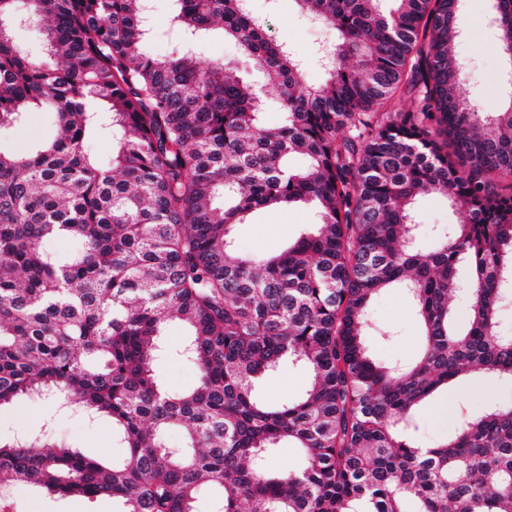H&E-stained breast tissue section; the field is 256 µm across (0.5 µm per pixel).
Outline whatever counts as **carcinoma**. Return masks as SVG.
Segmentation results:
<instances>
[{
	"mask_svg": "<svg viewBox=\"0 0 512 512\" xmlns=\"http://www.w3.org/2000/svg\"><path fill=\"white\" fill-rule=\"evenodd\" d=\"M148 2L0 0V409L53 397L108 417L127 448L110 464L0 442V487L120 512H195L207 482L223 512H406L409 495L418 512H512V406L460 412L456 434L430 448L408 433L459 375L512 381V338L498 329L512 289V104L485 115L458 94L460 0H389L386 13L381 0H295L336 30L315 89L248 0H170L181 51L165 59L149 52ZM492 15L507 65L512 0ZM34 18L39 41H19ZM215 32L278 79L281 126L236 62H196ZM399 90L415 110H381ZM34 112L51 116L54 138L15 147ZM103 136L108 169L83 148ZM421 194L461 215L428 252L414 244ZM293 204L314 213L310 231L278 254L237 250L233 225ZM62 238L82 250L48 247ZM464 283L458 329L450 300ZM390 286L422 329L403 365L364 341ZM173 319L186 329L178 350ZM170 356L194 363L193 387L172 393L155 374ZM286 364L310 384L271 404L258 380ZM172 426L179 448L163 441ZM285 443L300 469L271 464Z\"/></svg>",
	"mask_w": 512,
	"mask_h": 512,
	"instance_id": "1",
	"label": "carcinoma"
}]
</instances>
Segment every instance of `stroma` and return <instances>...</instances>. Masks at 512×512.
I'll return each instance as SVG.
<instances>
[{"instance_id":"obj_1","label":"stroma","mask_w":512,"mask_h":512,"mask_svg":"<svg viewBox=\"0 0 512 512\" xmlns=\"http://www.w3.org/2000/svg\"><path fill=\"white\" fill-rule=\"evenodd\" d=\"M250 8L266 23L267 35L288 44L304 65L308 85L322 84L327 78L316 57L320 45L334 37L332 29L316 24L301 13L295 0H250ZM490 0H463L459 23L462 35L455 45L465 64L460 95L479 111L492 112L511 94L504 79L500 54L501 31L491 25ZM311 210L283 207L257 211L251 223L236 225L233 237L244 254L273 253L303 233L313 223ZM460 217L446 199L425 195L419 200L418 243L431 249L441 226L459 223ZM372 335L365 343L372 356L382 361L406 362L418 354L422 339L406 293L390 288L374 297L371 304ZM305 369L286 365L265 375L259 383L262 397L273 402L297 400L308 384ZM512 404V381L494 377L476 379L461 376L438 398L416 413L420 446L430 447L454 434L459 408L478 412L489 404ZM48 432L53 445L72 448L109 462L121 458L125 450L112 435L106 419L89 420L81 412L60 408L48 399L24 401L0 411V441L9 442L23 435ZM10 512H118L119 503L60 497L42 493L24 484L6 487Z\"/></svg>"}]
</instances>
